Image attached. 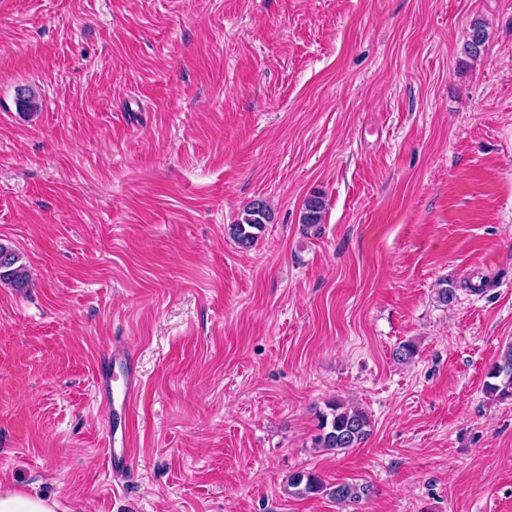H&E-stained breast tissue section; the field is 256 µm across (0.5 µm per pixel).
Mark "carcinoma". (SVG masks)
<instances>
[{
    "instance_id": "cac0c4a2",
    "label": "carcinoma",
    "mask_w": 512,
    "mask_h": 512,
    "mask_svg": "<svg viewBox=\"0 0 512 512\" xmlns=\"http://www.w3.org/2000/svg\"><path fill=\"white\" fill-rule=\"evenodd\" d=\"M488 38L486 25L475 21L471 25L469 39L464 52L471 58L481 56ZM326 204L319 192H313L303 204L299 222L305 229L320 230L324 221ZM271 219L268 204L258 200L243 209L238 220L230 225L229 234L242 250L252 248L258 233ZM7 256L6 265L0 266V283L7 284L19 291L29 287L30 274L27 266L21 262V256L11 247L0 243V256ZM491 382L487 383L488 394L499 398H512V344L500 354L488 373ZM372 421L368 413L356 408L345 407L339 403L332 405L331 416H322L319 434L313 438V446L325 451H344L362 444L370 435ZM285 491L297 498H308L325 494L338 504L348 506L368 496L371 488L348 482L325 484L316 474L309 471H296L288 477Z\"/></svg>"
}]
</instances>
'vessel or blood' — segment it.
<instances>
[{
  "label": "vessel or blood",
  "mask_w": 512,
  "mask_h": 512,
  "mask_svg": "<svg viewBox=\"0 0 512 512\" xmlns=\"http://www.w3.org/2000/svg\"><path fill=\"white\" fill-rule=\"evenodd\" d=\"M124 375V394L119 409L114 412V427L105 434L107 462L111 471L127 470L132 461L128 446L131 403L138 389V377L128 359L119 352H112L102 359L97 368L96 384L104 399H112V380L116 373Z\"/></svg>",
  "instance_id": "b4317fda"
}]
</instances>
